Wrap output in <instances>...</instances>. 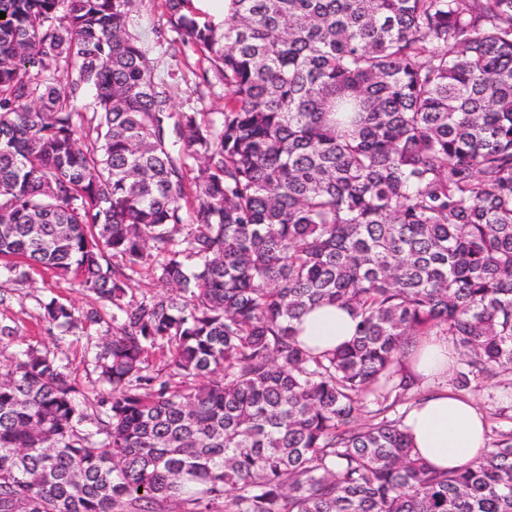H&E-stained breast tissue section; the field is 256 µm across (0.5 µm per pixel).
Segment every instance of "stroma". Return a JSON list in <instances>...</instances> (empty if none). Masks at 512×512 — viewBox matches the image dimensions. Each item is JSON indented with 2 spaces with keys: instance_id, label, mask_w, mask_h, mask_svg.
<instances>
[{
  "instance_id": "35a3bbf8",
  "label": "stroma",
  "mask_w": 512,
  "mask_h": 512,
  "mask_svg": "<svg viewBox=\"0 0 512 512\" xmlns=\"http://www.w3.org/2000/svg\"><path fill=\"white\" fill-rule=\"evenodd\" d=\"M134 29L148 51L156 78L171 87L173 113L223 111V83L214 79L206 84L197 78L199 55L176 43L161 0H141ZM53 297L79 312L96 305L94 296L81 291L68 277L35 271L24 283L16 284L0 276V324L14 330L11 341L0 346V370L8 369L18 353L33 346L53 357L61 371L80 386L92 387L98 377L95 355L100 335L79 329L65 332L43 321L41 306ZM468 397L485 417L489 439L512 431L511 373L490 383L475 382Z\"/></svg>"
}]
</instances>
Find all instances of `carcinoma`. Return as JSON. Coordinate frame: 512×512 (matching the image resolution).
Returning <instances> with one entry per match:
<instances>
[{"mask_svg":"<svg viewBox=\"0 0 512 512\" xmlns=\"http://www.w3.org/2000/svg\"><path fill=\"white\" fill-rule=\"evenodd\" d=\"M137 2L0 0V268L112 306L42 305L108 389L0 374V512H512V432L433 471L389 416L430 332L460 392L512 371V0H163L225 89L174 123ZM327 303L355 336L302 346Z\"/></svg>","mask_w":512,"mask_h":512,"instance_id":"obj_1","label":"carcinoma"}]
</instances>
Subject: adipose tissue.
I'll return each mask as SVG.
<instances>
[{
  "instance_id": "adipose-tissue-1",
  "label": "adipose tissue",
  "mask_w": 512,
  "mask_h": 512,
  "mask_svg": "<svg viewBox=\"0 0 512 512\" xmlns=\"http://www.w3.org/2000/svg\"><path fill=\"white\" fill-rule=\"evenodd\" d=\"M355 325L349 309L323 305L302 317L299 338L313 348H333L351 340ZM454 360L447 338L435 334L420 338L410 360L413 372L430 389L407 412L404 425L419 457L438 470L477 460L488 444L482 414L469 399L448 387Z\"/></svg>"
}]
</instances>
